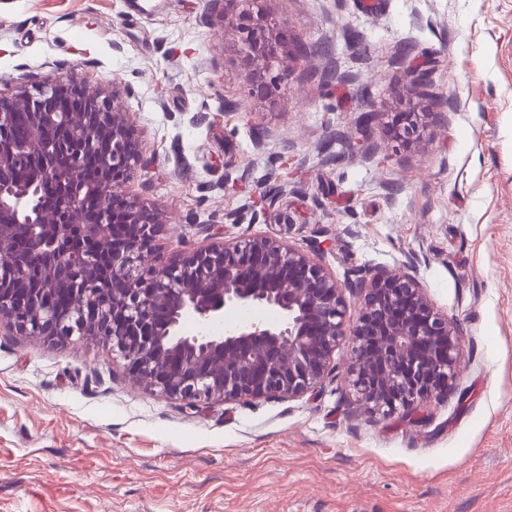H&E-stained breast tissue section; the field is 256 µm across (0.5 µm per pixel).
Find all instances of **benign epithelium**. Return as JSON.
Wrapping results in <instances>:
<instances>
[{"mask_svg": "<svg viewBox=\"0 0 512 512\" xmlns=\"http://www.w3.org/2000/svg\"><path fill=\"white\" fill-rule=\"evenodd\" d=\"M259 2L212 5L248 81L276 98L288 93V75L276 68L291 54L298 64L311 55ZM410 74L411 104L390 124L406 145L427 129L413 101L443 97L425 74ZM377 113L374 100L363 104L360 134H371ZM151 169L127 113L70 77L0 96V327L60 345L99 341L137 383L190 406L313 392L346 336L348 383L367 412L415 422L420 405L452 391L460 335L412 263L344 286L320 257L261 236L211 241L171 262L158 249L155 213L129 190ZM347 288L362 298L355 319ZM257 307L281 321L212 332L225 314Z\"/></svg>", "mask_w": 512, "mask_h": 512, "instance_id": "benign-epithelium-1", "label": "benign epithelium"}]
</instances>
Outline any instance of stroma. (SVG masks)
<instances>
[{
  "label": "stroma",
  "mask_w": 512,
  "mask_h": 512,
  "mask_svg": "<svg viewBox=\"0 0 512 512\" xmlns=\"http://www.w3.org/2000/svg\"><path fill=\"white\" fill-rule=\"evenodd\" d=\"M263 7L315 53L274 100L249 94L210 0H0V94L63 73L115 97L155 159L133 189L168 259L211 228L317 255L343 284L414 260L462 329L455 396L417 423L367 413L344 340L315 393L192 407L98 341L4 329L0 512H512V0ZM413 67L448 106L401 146ZM369 96L383 112L353 150Z\"/></svg>",
  "instance_id": "1"
}]
</instances>
